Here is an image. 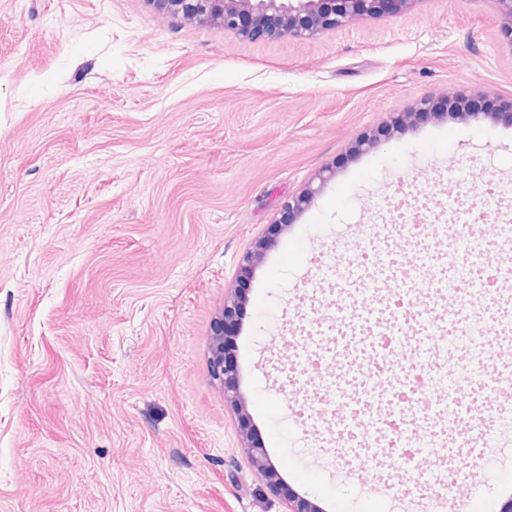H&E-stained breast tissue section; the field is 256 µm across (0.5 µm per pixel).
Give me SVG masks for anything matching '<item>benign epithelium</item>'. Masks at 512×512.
Masks as SVG:
<instances>
[{
  "label": "benign epithelium",
  "instance_id": "obj_1",
  "mask_svg": "<svg viewBox=\"0 0 512 512\" xmlns=\"http://www.w3.org/2000/svg\"><path fill=\"white\" fill-rule=\"evenodd\" d=\"M156 12L188 24L223 28L248 40L264 37L307 40L327 31L351 26L371 18L393 17L414 9L419 0H144ZM499 20L501 35L512 45V0H489ZM453 116L466 123L485 121L512 125V99L497 105L483 88L463 89L439 96L423 95L401 111L388 113L375 130L358 137L349 149L356 156L377 148L395 133L405 132L429 119ZM336 176V167L318 171L298 194L282 204L281 216L272 222L276 230L288 227V219L299 214ZM268 243L263 236L241 255L230 296L215 317L209 342L210 374L224 397V404L237 415L241 448L257 470L266 488L288 502V512H322L314 502L284 489L266 448L251 431L249 412L237 391V364L233 354L237 311L246 303L241 284L262 262Z\"/></svg>",
  "mask_w": 512,
  "mask_h": 512
}]
</instances>
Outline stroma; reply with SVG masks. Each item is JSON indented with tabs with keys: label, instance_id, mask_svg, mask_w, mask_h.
<instances>
[{
	"label": "stroma",
	"instance_id": "obj_1",
	"mask_svg": "<svg viewBox=\"0 0 512 512\" xmlns=\"http://www.w3.org/2000/svg\"><path fill=\"white\" fill-rule=\"evenodd\" d=\"M512 98V45L490 0H419L313 39L247 40L178 24L144 0H0V512H287L240 448L208 371L238 260L237 385L282 480L322 512H435L395 454L349 463L297 426L272 359L315 307L314 260L366 243L400 181L442 202L512 185V127L429 120L355 158L388 113L448 89ZM336 176L272 233L284 200ZM402 270L448 277L407 237ZM512 307L418 299L417 323ZM512 447L463 464L454 508L498 512Z\"/></svg>",
	"mask_w": 512,
	"mask_h": 512
}]
</instances>
